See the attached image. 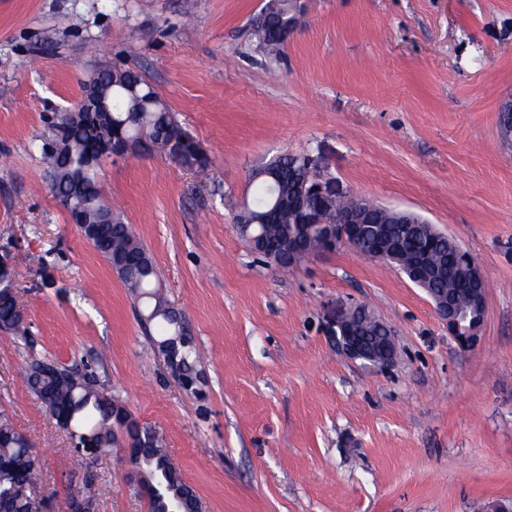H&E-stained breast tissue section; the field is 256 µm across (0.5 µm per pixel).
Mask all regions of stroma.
Wrapping results in <instances>:
<instances>
[{
    "label": "stroma",
    "mask_w": 512,
    "mask_h": 512,
    "mask_svg": "<svg viewBox=\"0 0 512 512\" xmlns=\"http://www.w3.org/2000/svg\"><path fill=\"white\" fill-rule=\"evenodd\" d=\"M267 0H0V257L30 340L0 329V413L32 443L46 512H68V433L28 389L32 360L94 375L156 433L204 512H486L512 504V0H305L279 60L253 50ZM142 74L209 167L102 162L104 201L151 256L203 358L184 390L108 261L45 176L52 113L96 64ZM310 154L377 203L449 234L486 280L481 342L458 347L422 288L338 250L278 273L232 228L251 171ZM396 331L378 370L323 330L335 303ZM96 512H149L122 447L91 464Z\"/></svg>",
    "instance_id": "1"
}]
</instances>
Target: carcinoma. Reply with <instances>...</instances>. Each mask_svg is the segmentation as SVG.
<instances>
[{
	"label": "carcinoma",
	"instance_id": "carcinoma-1",
	"mask_svg": "<svg viewBox=\"0 0 512 512\" xmlns=\"http://www.w3.org/2000/svg\"><path fill=\"white\" fill-rule=\"evenodd\" d=\"M294 4L268 2L261 13L251 20L252 35L256 49L269 59L281 55L287 42L289 13ZM100 78L112 85V136L129 139L136 135L137 128L147 126L164 138H178L183 129L174 115L160 100L157 92L150 91L149 82L131 70L103 73ZM72 140L73 151L69 166H64L61 157L51 147H43L47 169L58 171L59 182L51 186L61 199L84 203L90 217L99 220L92 245L109 262L119 265L116 273L129 288L139 304L145 306L140 318L146 329H155V344L163 358L170 356L172 348H178L177 361L182 369L195 373L200 354L190 336L187 335L181 318L168 306L156 287L157 273L154 263L138 241L131 227L115 215L105 219L111 208L104 203L95 171L75 176L84 155L96 150L102 133L93 132L82 123L72 122L66 129ZM268 170L277 173L278 181L272 182L263 176ZM320 175L313 159L308 155H281L253 171L258 190L252 203L245 204L235 216L234 223L248 224L250 228L239 231V238L247 233L259 234L263 238V256L269 263L288 271L292 269L285 256L284 245L301 215L299 207L321 215L327 224L339 223L351 209L353 201L341 198H323L310 193L315 178ZM385 231L399 247L404 266L410 268L421 263L428 276L426 287L434 294L449 293L463 311H472L470 305L471 286L468 281V252L456 243L440 236L431 240L428 255H422L420 245L429 237L426 224H395L383 206L370 205L363 238L358 250L365 253L379 231ZM0 324L25 336L26 328L15 305V291L8 286L0 288ZM35 361L28 367L27 386L44 404L50 415L71 416L75 433L95 435L99 452L117 445L120 439L134 440L139 434L138 423L131 419L117 424L112 419L114 399L96 387L93 375L79 373L71 368L59 367L56 371L40 369ZM26 439L17 431L10 419L0 415V445L11 447L8 461L0 465V512H32V493L22 496L15 491L18 486L35 488L41 479V469L33 452L21 448ZM137 467L141 484L154 490L149 497L150 512H167L173 498L179 497L183 512H202V504L194 490L187 485L179 468L162 446L140 449ZM98 489L93 479H84L72 488L70 500L88 501L96 499Z\"/></svg>",
	"mask_w": 512,
	"mask_h": 512
}]
</instances>
